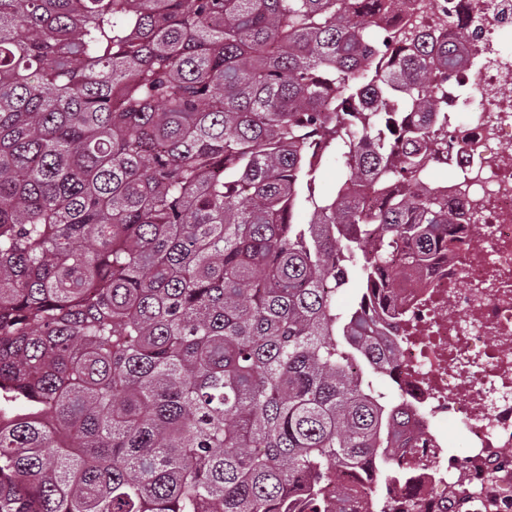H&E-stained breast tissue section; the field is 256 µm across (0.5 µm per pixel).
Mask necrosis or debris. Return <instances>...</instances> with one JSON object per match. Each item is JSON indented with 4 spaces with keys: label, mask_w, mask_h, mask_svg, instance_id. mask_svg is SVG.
Wrapping results in <instances>:
<instances>
[{
    "label": "necrosis or debris",
    "mask_w": 512,
    "mask_h": 512,
    "mask_svg": "<svg viewBox=\"0 0 512 512\" xmlns=\"http://www.w3.org/2000/svg\"><path fill=\"white\" fill-rule=\"evenodd\" d=\"M410 14L437 32L441 18L469 32L468 61L448 83L447 143L436 166L452 178L434 188L448 206L461 244L441 250L400 288L401 316L376 339L394 347L397 382L413 416L397 454L404 491L390 495L393 512H445L449 501L484 512L489 487H499L501 512H512V0H448ZM456 429L468 452L448 451ZM470 473V482L460 480Z\"/></svg>",
    "instance_id": "1"
}]
</instances>
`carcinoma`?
<instances>
[{"mask_svg": "<svg viewBox=\"0 0 512 512\" xmlns=\"http://www.w3.org/2000/svg\"><path fill=\"white\" fill-rule=\"evenodd\" d=\"M406 6L0 0V512H349L338 470L402 472L372 333L457 245L420 184L467 42ZM336 157H326L317 179V193L326 198L334 195L336 191Z\"/></svg>", "mask_w": 512, "mask_h": 512, "instance_id": "cac0c4a2", "label": "carcinoma"}]
</instances>
